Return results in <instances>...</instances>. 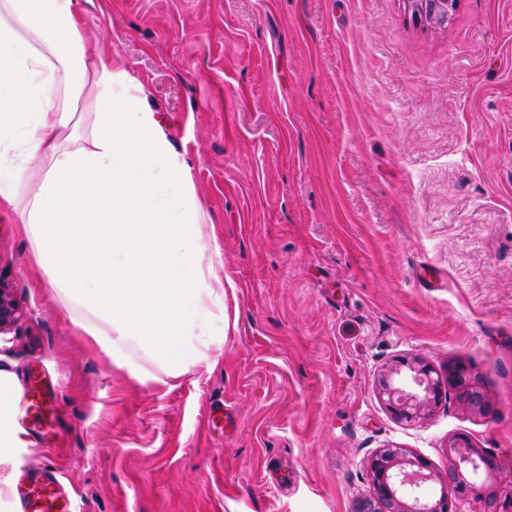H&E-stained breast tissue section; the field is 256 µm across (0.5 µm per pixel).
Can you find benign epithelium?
Listing matches in <instances>:
<instances>
[{
    "label": "benign epithelium",
    "mask_w": 512,
    "mask_h": 512,
    "mask_svg": "<svg viewBox=\"0 0 512 512\" xmlns=\"http://www.w3.org/2000/svg\"><path fill=\"white\" fill-rule=\"evenodd\" d=\"M417 20L435 28H445L458 0H405ZM21 310L12 289L0 282V333L10 330ZM452 388L456 402L465 410L485 415L490 405L480 391L474 374L467 367L448 368L442 378L420 358L402 357L378 379L377 391L388 410L399 420L416 422L427 418L447 398ZM450 460L445 474H436L428 462L399 446L378 450L370 459L372 490L356 499L352 512H449L448 489H453L458 504L455 512H464L460 504L473 500L481 512H512V491L484 493L465 473L491 472L498 467V456L486 448H476L466 439L448 444ZM441 486L440 497L421 495L430 484Z\"/></svg>",
    "instance_id": "obj_1"
}]
</instances>
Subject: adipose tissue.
I'll list each match as a JSON object with an SVG mask.
<instances>
[{"label": "adipose tissue", "mask_w": 512, "mask_h": 512, "mask_svg": "<svg viewBox=\"0 0 512 512\" xmlns=\"http://www.w3.org/2000/svg\"><path fill=\"white\" fill-rule=\"evenodd\" d=\"M94 0H0V209L112 365L146 382L216 365L224 261L204 241L192 166L145 85L85 33ZM42 166H34V159ZM0 371V465L25 447Z\"/></svg>", "instance_id": "obj_1"}]
</instances>
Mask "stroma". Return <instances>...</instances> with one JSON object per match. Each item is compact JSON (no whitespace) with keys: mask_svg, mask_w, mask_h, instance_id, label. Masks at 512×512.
Wrapping results in <instances>:
<instances>
[{"mask_svg":"<svg viewBox=\"0 0 512 512\" xmlns=\"http://www.w3.org/2000/svg\"><path fill=\"white\" fill-rule=\"evenodd\" d=\"M86 34L193 166L229 326L216 366L130 377L1 209L22 316L0 369L41 411L0 512L41 470L77 512H351L380 448L442 473L459 435L499 455L476 486L511 489L512 0H459L444 29L404 0H96ZM401 357L467 365L490 414L396 419L376 380Z\"/></svg>","mask_w":512,"mask_h":512,"instance_id":"35a3bbf8","label":"stroma"}]
</instances>
